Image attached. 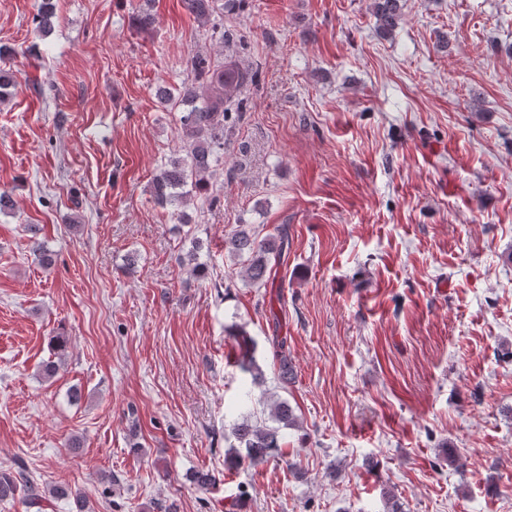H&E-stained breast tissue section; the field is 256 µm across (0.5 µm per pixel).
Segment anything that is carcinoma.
I'll return each mask as SVG.
<instances>
[{
	"label": "carcinoma",
	"mask_w": 512,
	"mask_h": 512,
	"mask_svg": "<svg viewBox=\"0 0 512 512\" xmlns=\"http://www.w3.org/2000/svg\"><path fill=\"white\" fill-rule=\"evenodd\" d=\"M185 8L199 22L212 25L213 32L226 38L224 24L212 22V18L226 8L240 6L244 0H226L219 5L217 0H183ZM373 13L378 29L389 35L401 18V0H372ZM56 0H39L35 23L39 31L47 33L54 27ZM186 69L193 80L181 87L178 98L183 105L179 122L183 133V154L169 159L164 168L153 178L152 194L155 202L166 208L177 207L196 194L208 192L209 176L213 167L224 155V119L228 113L241 105L239 95L243 88L253 84L256 73L240 67L234 61L216 62L210 55L195 53L186 60ZM288 229H277V234L259 237L250 224H240L224 240V250L242 260L239 276L249 286L266 287L270 280L271 261L281 257L288 248ZM238 351L235 363L252 381H264V372L254 356L253 341L243 327L230 333ZM274 359L278 365L279 379L287 385L292 380L293 367L285 344H277ZM270 418L275 425L249 417L233 427V435L242 447L238 459L250 464H259L281 454L280 427L293 425L292 406L286 400L271 405ZM21 495L27 507L35 512H45L57 500L72 499L69 512H91L88 502L80 495H71L63 487L47 489L32 478L24 464L16 468L0 470V501Z\"/></svg>",
	"instance_id": "1"
}]
</instances>
